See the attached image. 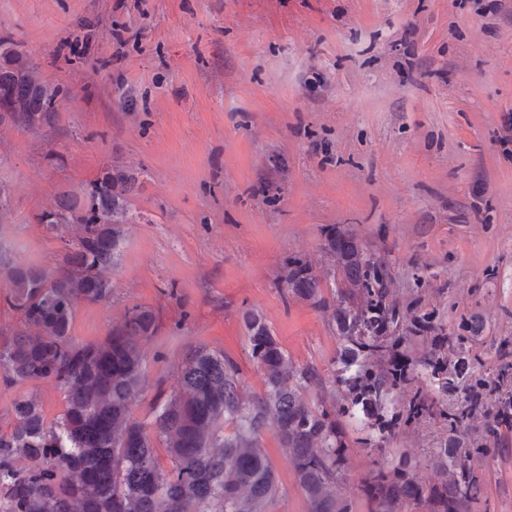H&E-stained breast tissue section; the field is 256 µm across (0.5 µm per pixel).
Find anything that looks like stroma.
<instances>
[{"label": "stroma", "instance_id": "35a3bbf8", "mask_svg": "<svg viewBox=\"0 0 512 512\" xmlns=\"http://www.w3.org/2000/svg\"><path fill=\"white\" fill-rule=\"evenodd\" d=\"M0 37L60 90L52 126L0 124L14 263L59 264L41 216L60 194L107 167L139 174L112 299L80 304L71 330L99 342L128 307L159 311L133 418L193 346L235 363L244 399L261 394L248 311L334 391V326L283 292L299 258L331 297L333 231L389 269L408 319L431 320L390 360L418 368L475 321L488 374L474 396L493 398L512 364V0H0ZM338 424L355 512H374L364 479L400 456L435 481L439 420L398 425L380 447L363 418ZM262 445L285 489L272 512H305L275 428ZM473 465L474 512H512V430Z\"/></svg>", "mask_w": 512, "mask_h": 512}]
</instances>
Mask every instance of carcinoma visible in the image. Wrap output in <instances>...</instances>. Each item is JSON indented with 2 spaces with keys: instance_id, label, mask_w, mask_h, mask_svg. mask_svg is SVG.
<instances>
[{
  "instance_id": "1",
  "label": "carcinoma",
  "mask_w": 512,
  "mask_h": 512,
  "mask_svg": "<svg viewBox=\"0 0 512 512\" xmlns=\"http://www.w3.org/2000/svg\"><path fill=\"white\" fill-rule=\"evenodd\" d=\"M59 89L41 79L28 56L0 38V99L9 103L0 124L39 129L53 122ZM138 183L132 170L104 171L77 191L61 194L45 212L48 231L64 244L58 267H14L0 246L5 302L20 317L0 341V381L17 386L52 380L65 408L47 421L33 394L11 403L8 429H0V512H270L282 499L275 467L261 444L273 426L290 457L306 512H353L339 491L344 454L336 416L370 418L383 411L394 392L418 373L387 361L390 344L408 340L419 325L407 323L390 298L385 265L360 248L355 238L333 233L326 250L336 258L341 287L322 296V280L301 259L288 262L289 295L331 311L340 342L336 370L342 398L316 403L312 390L324 388L313 366L288 361L263 316L249 312L244 327L251 357L263 368L264 392L252 401L240 393L238 368L224 355L199 346L176 367L175 387L143 422L131 416L132 401L147 387L143 346L159 328L150 308L133 305L105 340L79 345L71 329L78 305L112 299L109 271L119 260L130 195ZM76 225L80 235L67 239ZM455 337L452 367L432 350L423 363L437 396L415 393L404 422L441 419L448 432L436 452L439 476L426 483L406 457L392 469L373 470L364 492L376 512H473L480 476L469 460L498 441L496 426L512 424L508 369L498 374L499 395L485 442L463 435L478 411L469 398L474 377L469 334ZM165 449L170 466L160 463Z\"/></svg>"
}]
</instances>
